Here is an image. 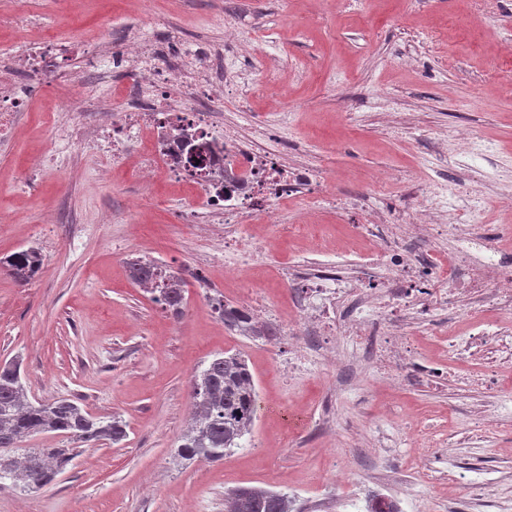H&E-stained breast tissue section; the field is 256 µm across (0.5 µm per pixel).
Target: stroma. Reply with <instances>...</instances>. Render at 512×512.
Returning a JSON list of instances; mask_svg holds the SVG:
<instances>
[{
    "instance_id": "35a3bbf8",
    "label": "stroma",
    "mask_w": 512,
    "mask_h": 512,
    "mask_svg": "<svg viewBox=\"0 0 512 512\" xmlns=\"http://www.w3.org/2000/svg\"><path fill=\"white\" fill-rule=\"evenodd\" d=\"M326 0H0V56L55 35L83 39L139 23L151 9L187 45L219 41L228 26L251 15L243 34L260 49L284 59L285 91L260 90L247 108L224 94V115L240 125L261 116L289 158L340 174L336 195L368 190L378 171L396 174L373 205L397 213L418 203L416 190L434 170L468 173L475 162L458 144L459 134L492 143L499 164L512 171V102L496 98L497 84L512 82V51L501 50L512 34V0L491 11L472 0H428L437 40L424 43L415 20L396 23L409 0H379L363 13L356 0L326 9ZM123 76L90 85L74 81L68 93L45 87L31 99L8 144L0 145V258L30 246L44 265L30 281L0 268V362H21L29 399L67 398L103 420L121 417L127 437L71 447L58 435L27 440L30 448H72L74 458L55 482L23 492L0 482V512H224V498L238 487L288 494L295 504L335 496L329 455L352 465L353 493L376 495L364 461L354 460L357 435L374 441L400 435L402 416L426 417L446 432L467 430L460 401L478 398L468 384L473 365L456 362L457 378L446 394L396 390L366 375L363 386L330 395L333 375L310 364L281 380L275 365L288 356L287 337L273 340L233 335L214 310L218 299L237 306L243 294H268L289 312L290 293L271 270L280 260L332 265L346 273L362 264L358 224L366 213L322 209L305 236H277L263 261L268 271L253 281L224 277V242L208 225L184 224L179 211L191 197L185 187L157 180L144 190L134 173L109 170L106 157L87 153L61 135L80 112L67 99L90 103L121 96ZM441 133L444 148L428 149L426 134ZM151 199L139 223L127 208L143 192ZM178 272L187 306L174 317L129 275L132 252ZM240 352L253 374L259 403L276 399L308 410L314 418L334 412L324 431H287L258 412L242 447L216 462L176 456L177 437L190 421L195 371L214 355ZM449 457L475 486L512 502V405L496 423Z\"/></svg>"
}]
</instances>
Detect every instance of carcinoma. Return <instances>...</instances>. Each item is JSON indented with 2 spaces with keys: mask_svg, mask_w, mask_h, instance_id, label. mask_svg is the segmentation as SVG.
Wrapping results in <instances>:
<instances>
[{
  "mask_svg": "<svg viewBox=\"0 0 512 512\" xmlns=\"http://www.w3.org/2000/svg\"><path fill=\"white\" fill-rule=\"evenodd\" d=\"M0 265L21 280L34 278L42 268L40 251L30 247L0 259ZM133 280L149 286L156 302L173 316L184 312V282L171 271L151 262L129 263ZM224 325L232 328L246 318L238 308L218 303ZM192 422L179 437L183 459L214 462L233 448L242 447L257 417V391L245 359L220 353L193 376ZM46 432H58L83 445L127 437L126 423L117 418L104 423L82 412L67 399L30 401L21 378L20 363H0V481L8 480L24 491L50 485L72 460L69 448H22V443ZM22 455H16L17 451ZM225 512H293L288 495L261 487H239L225 499Z\"/></svg>",
  "mask_w": 512,
  "mask_h": 512,
  "instance_id": "obj_1",
  "label": "carcinoma"
}]
</instances>
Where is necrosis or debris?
<instances>
[{"label": "necrosis or debris", "instance_id": "obj_1", "mask_svg": "<svg viewBox=\"0 0 512 512\" xmlns=\"http://www.w3.org/2000/svg\"><path fill=\"white\" fill-rule=\"evenodd\" d=\"M158 25L156 18L146 17L140 27L87 46L100 63L122 67L131 80L130 95L121 102L97 100L84 119L65 127L68 140L82 150L107 154L111 166H133L144 186L161 178L201 197V206L181 211L180 219L223 226L229 275H247L260 266V247L246 243L239 232L243 218L277 223V203L291 197L307 202L301 215L306 223L319 200L343 211L364 210L363 196L336 197L324 172L289 160L260 131L244 133L225 120L220 95L229 75L224 42L210 44L206 55L197 57L182 52L178 37L170 33L157 48L141 31ZM31 65L46 83L59 88L70 83L55 40L1 57L0 140L12 136L15 115L26 102L17 81L3 80L1 74ZM193 153L199 163L190 162ZM479 192L478 180L453 184L436 171L421 190L419 207L396 219L399 231L390 229L394 219L381 209L360 225L359 235L368 245L365 265L346 275L323 267L280 268L277 277L292 294L290 316L246 297L240 308L249 326L272 323L283 335L296 337L297 357L287 362L288 371L298 370V357L311 358L335 367L340 386L360 385L364 373L376 369L396 387L436 391L454 375L446 354L478 360L486 381L482 399L470 408L471 431L482 432L493 402L512 398L498 380L500 370L512 365V254L476 230ZM443 236L458 246L441 272L436 255ZM435 307L447 309L448 315L431 331L437 352L427 358L414 337ZM348 340L357 346L356 357L343 350ZM406 427L426 475L428 512H453L448 491L467 488L468 479L438 464L447 435L412 420ZM373 471V483L381 490L377 512H390L400 500L414 498L412 478L388 466L383 454H376Z\"/></svg>", "mask_w": 512, "mask_h": 512}]
</instances>
